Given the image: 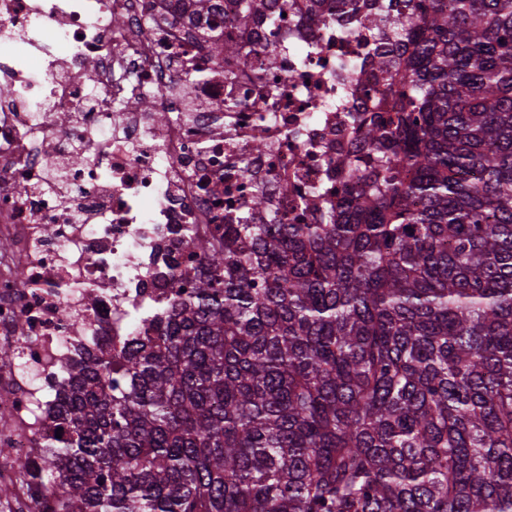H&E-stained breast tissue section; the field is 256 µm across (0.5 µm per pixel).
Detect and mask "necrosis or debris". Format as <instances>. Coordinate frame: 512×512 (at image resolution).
<instances>
[{"mask_svg": "<svg viewBox=\"0 0 512 512\" xmlns=\"http://www.w3.org/2000/svg\"><path fill=\"white\" fill-rule=\"evenodd\" d=\"M237 10L0 0V82L12 90L0 98V345L18 354L0 367L13 402L0 419V512H32L27 469L55 425L48 393L80 344L129 334L133 309L163 292L167 262L187 261L186 228L236 223L258 192L269 211L255 223H310L351 188L359 121L387 98L363 42L311 25L306 0H277L279 24L244 32ZM227 37L239 44L231 60L210 45ZM158 108L174 116L160 129Z\"/></svg>", "mask_w": 512, "mask_h": 512, "instance_id": "4bbe7bcc", "label": "necrosis or debris"}]
</instances>
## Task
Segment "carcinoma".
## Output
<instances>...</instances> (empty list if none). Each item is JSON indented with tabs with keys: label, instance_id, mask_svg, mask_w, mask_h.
Returning a JSON list of instances; mask_svg holds the SVG:
<instances>
[{
	"label": "carcinoma",
	"instance_id": "cac0c4a2",
	"mask_svg": "<svg viewBox=\"0 0 512 512\" xmlns=\"http://www.w3.org/2000/svg\"><path fill=\"white\" fill-rule=\"evenodd\" d=\"M332 2L394 98L349 196L185 230L143 330L78 349L37 512H512V0Z\"/></svg>",
	"mask_w": 512,
	"mask_h": 512
}]
</instances>
